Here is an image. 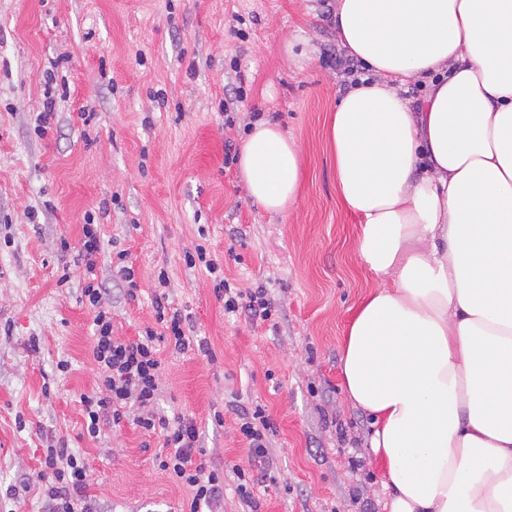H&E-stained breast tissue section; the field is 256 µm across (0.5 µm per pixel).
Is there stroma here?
Segmentation results:
<instances>
[{"mask_svg":"<svg viewBox=\"0 0 512 512\" xmlns=\"http://www.w3.org/2000/svg\"><path fill=\"white\" fill-rule=\"evenodd\" d=\"M335 2L0 0V512H42L35 480L51 438L88 459L97 512H181L189 496L158 468L156 437L130 425L79 436V397L95 384L92 315L81 267L69 287L56 281L60 242L78 243L89 215L106 242L98 275L114 334L154 326L163 270L169 304L217 355L211 364L161 349L158 408L196 418L205 461L259 476L246 502L225 473L220 512H387L371 418L340 373L351 317L381 281L360 264L326 143L327 117L352 82ZM64 85L70 95L39 135L44 93ZM232 86L243 97L228 104ZM258 116L304 156L302 194L283 215L253 203L224 160ZM200 242L231 288H265L268 319L225 316L211 279L185 264ZM122 249L140 284L134 302L112 274L109 254ZM256 403L276 427L265 461L239 431V412Z\"/></svg>","mask_w":512,"mask_h":512,"instance_id":"1","label":"stroma"}]
</instances>
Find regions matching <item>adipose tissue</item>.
Masks as SVG:
<instances>
[{"mask_svg":"<svg viewBox=\"0 0 512 512\" xmlns=\"http://www.w3.org/2000/svg\"><path fill=\"white\" fill-rule=\"evenodd\" d=\"M333 25L367 74L326 140L384 280L341 373L374 418L388 512H512V0H336ZM238 168L266 212L296 204L302 152L277 122L248 127Z\"/></svg>","mask_w":512,"mask_h":512,"instance_id":"adipose-tissue-1","label":"adipose tissue"}]
</instances>
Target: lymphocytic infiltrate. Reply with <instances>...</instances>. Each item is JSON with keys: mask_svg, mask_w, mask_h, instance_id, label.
Masks as SVG:
<instances>
[{"mask_svg": "<svg viewBox=\"0 0 512 512\" xmlns=\"http://www.w3.org/2000/svg\"><path fill=\"white\" fill-rule=\"evenodd\" d=\"M103 250L96 224H83L75 258L77 265L84 268L81 301L92 313L95 387L80 397L82 428L95 437L102 427L116 428L130 423L157 435L162 440L155 455L158 467L190 491L184 512H213L224 498L223 468L204 462L195 417L183 414L168 417L158 410L157 404L163 374L160 345H167L179 354L193 351L211 361L216 355L207 341L192 336L185 316L171 307L162 294L155 295L153 300L156 327L146 328L133 339L113 335L112 313L103 301L106 290L97 274ZM184 261L191 268L205 267L213 279L216 297L224 301L225 314L244 311L269 317L271 303L265 289L244 294L232 292L223 270L210 258L204 245L186 251ZM239 421V430L250 453L266 457L268 435L274 424L265 409L259 405L242 409ZM41 466L50 475L45 490L48 512H96L88 493L90 467L84 457L63 442L44 450Z\"/></svg>", "mask_w": 512, "mask_h": 512, "instance_id": "lymphocytic-infiltrate-1", "label": "lymphocytic infiltrate"}]
</instances>
